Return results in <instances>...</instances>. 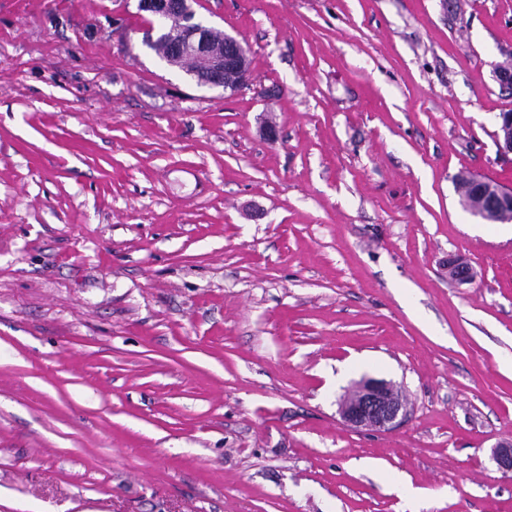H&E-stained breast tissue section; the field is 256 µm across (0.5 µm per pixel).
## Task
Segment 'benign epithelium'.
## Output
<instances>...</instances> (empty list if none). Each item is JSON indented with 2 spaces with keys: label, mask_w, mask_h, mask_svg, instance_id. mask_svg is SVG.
Listing matches in <instances>:
<instances>
[{
  "label": "benign epithelium",
  "mask_w": 512,
  "mask_h": 512,
  "mask_svg": "<svg viewBox=\"0 0 512 512\" xmlns=\"http://www.w3.org/2000/svg\"><path fill=\"white\" fill-rule=\"evenodd\" d=\"M195 0H141V8L149 12L152 21L144 30L143 43L155 40L156 28L168 29L172 18L181 22L182 34L170 40L169 61L190 57L195 69L187 72L197 86L221 88L233 93L251 86V70L247 53L240 40L219 33L197 17ZM493 79L500 88L512 91V58L494 65ZM495 145L502 157L512 156V113L499 116ZM471 190L473 203L467 211L487 224L512 222V189L470 173L461 177ZM448 273L457 284H469L475 278L473 267L460 257L448 258ZM339 414L344 423L367 430L385 431L399 425L407 416L406 404L396 393L395 385L382 379H369L357 387V393L340 404ZM497 469L512 473V440L494 446L491 454Z\"/></svg>",
  "instance_id": "benign-epithelium-1"
}]
</instances>
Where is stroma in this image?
Wrapping results in <instances>:
<instances>
[{"mask_svg": "<svg viewBox=\"0 0 512 512\" xmlns=\"http://www.w3.org/2000/svg\"><path fill=\"white\" fill-rule=\"evenodd\" d=\"M137 5L0 0V512H512V0H196L264 98ZM498 119V129L495 132L497 152L501 157H512V113L503 112ZM465 187L471 190L474 204L463 206L473 216L487 224H506L512 222V189L486 180L480 175L468 173L460 178ZM357 393L340 404L339 414L347 425L385 431L399 425L407 416L404 399L391 381L369 379L356 388Z\"/></svg>", "mask_w": 512, "mask_h": 512, "instance_id": "stroma-1", "label": "stroma"}]
</instances>
